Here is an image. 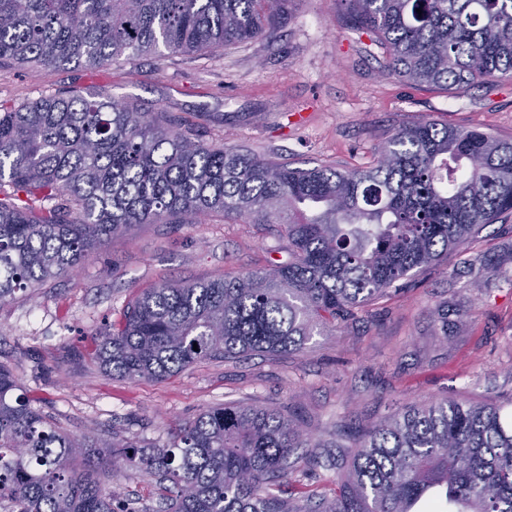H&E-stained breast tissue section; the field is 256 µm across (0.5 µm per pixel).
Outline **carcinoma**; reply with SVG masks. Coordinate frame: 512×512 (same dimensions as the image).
Masks as SVG:
<instances>
[{"mask_svg": "<svg viewBox=\"0 0 512 512\" xmlns=\"http://www.w3.org/2000/svg\"><path fill=\"white\" fill-rule=\"evenodd\" d=\"M291 0H0V65L95 70L270 38ZM387 75L450 91L512 80V0H338ZM281 224L288 262L165 281L94 333L108 375L163 381L202 359L301 351L321 326L402 289L512 214V139L420 118L368 168L294 169L198 139L195 124L71 87L0 104V302L67 274L137 224L202 214ZM0 362V502L11 512H512V423L464 395L410 404L346 445L286 409L222 404L136 445L60 428ZM352 448L349 459L337 449ZM305 449L298 455L296 451ZM156 476L139 510L112 462ZM299 470L329 491L285 485Z\"/></svg>", "mask_w": 512, "mask_h": 512, "instance_id": "carcinoma-1", "label": "carcinoma"}]
</instances>
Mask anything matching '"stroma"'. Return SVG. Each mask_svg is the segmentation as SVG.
I'll use <instances>...</instances> for the list:
<instances>
[{
    "label": "stroma",
    "instance_id": "obj_1",
    "mask_svg": "<svg viewBox=\"0 0 512 512\" xmlns=\"http://www.w3.org/2000/svg\"><path fill=\"white\" fill-rule=\"evenodd\" d=\"M276 37L205 54L142 56L96 70L0 67V103L20 104L78 86L110 90L146 112L193 122L204 141L272 158L291 168L341 171L373 164L398 126L426 116L512 139V82L449 94L386 75V53L345 25L336 0H292ZM512 215L404 289L357 311L303 351L240 361L203 360L164 381L110 377L91 360V334L119 320L126 301L165 280L197 281L270 269L288 260L279 224L204 217L194 224H140L108 241L73 274L0 304V361L67 431L119 434L164 444L172 421L224 402L288 408L314 438L460 394L512 413V288L491 282L512 265L503 245ZM460 309L448 336L430 312ZM112 484L136 506L162 489L144 473L115 468Z\"/></svg>",
    "mask_w": 512,
    "mask_h": 512
}]
</instances>
